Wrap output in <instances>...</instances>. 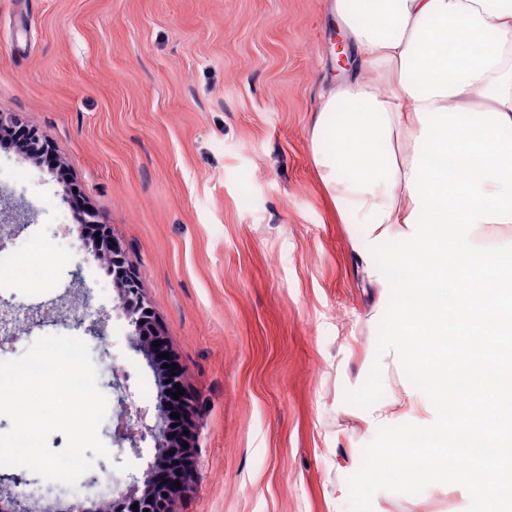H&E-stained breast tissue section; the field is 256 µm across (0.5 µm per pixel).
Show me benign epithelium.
<instances>
[{"mask_svg": "<svg viewBox=\"0 0 512 512\" xmlns=\"http://www.w3.org/2000/svg\"><path fill=\"white\" fill-rule=\"evenodd\" d=\"M95 256L112 265V280L118 291L117 309L132 327L129 335L131 348L142 354L147 365L157 377L159 413L154 423H147L145 416L134 403L129 401V394L119 397L122 414L112 437L118 442H127L135 455H140V444L153 442L154 456L148 463L142 477L130 476L126 490L112 499L113 512H134L132 505H137L139 512H172L176 498L186 494L193 476L190 439H178L172 436L171 413L179 411L189 415V400L185 396L174 399L177 392L175 385L183 384L182 370L165 368V360L159 357L162 349L152 342L164 339L154 316L147 313L146 306L138 286V281L127 268L121 251L114 245H96ZM45 323L42 307H31L16 320L18 330L29 331ZM179 457V467L171 470L169 463L172 455ZM180 486H175V483ZM25 484L21 478H13L0 484V512H31L24 503L26 494L20 490Z\"/></svg>", "mask_w": 512, "mask_h": 512, "instance_id": "1", "label": "benign epithelium"}]
</instances>
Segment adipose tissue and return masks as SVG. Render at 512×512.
<instances>
[{
  "label": "adipose tissue",
  "instance_id": "adipose-tissue-1",
  "mask_svg": "<svg viewBox=\"0 0 512 512\" xmlns=\"http://www.w3.org/2000/svg\"><path fill=\"white\" fill-rule=\"evenodd\" d=\"M349 75L323 97L312 157L347 219L360 254L404 270L387 282L391 332L381 358L402 360L413 384L397 398L408 428L399 486L426 467L448 477V455L494 461L501 481L472 484L476 507L512 496V415L480 433L449 431L448 356L477 336L474 366L498 383L512 364V0H334ZM456 269H449V261ZM381 265L367 262L373 283ZM477 281L470 304L458 287Z\"/></svg>",
  "mask_w": 512,
  "mask_h": 512
}]
</instances>
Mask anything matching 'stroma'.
I'll use <instances>...</instances> for the list:
<instances>
[{
    "instance_id": "1",
    "label": "stroma",
    "mask_w": 512,
    "mask_h": 512,
    "mask_svg": "<svg viewBox=\"0 0 512 512\" xmlns=\"http://www.w3.org/2000/svg\"><path fill=\"white\" fill-rule=\"evenodd\" d=\"M330 0H0V114L38 132L66 171L0 146V299L56 308L0 346L82 339L108 400L109 451L61 494L70 507L125 487L153 456L112 438L125 382L148 419L157 382L103 263L74 214H98L135 271L183 369L194 477L176 512H472L466 482L423 473L403 490L370 449L413 378L379 360L389 301L368 281L359 230L345 223L311 158L320 97L340 75ZM50 246L42 286L16 257ZM109 337L87 331L82 292Z\"/></svg>"
}]
</instances>
